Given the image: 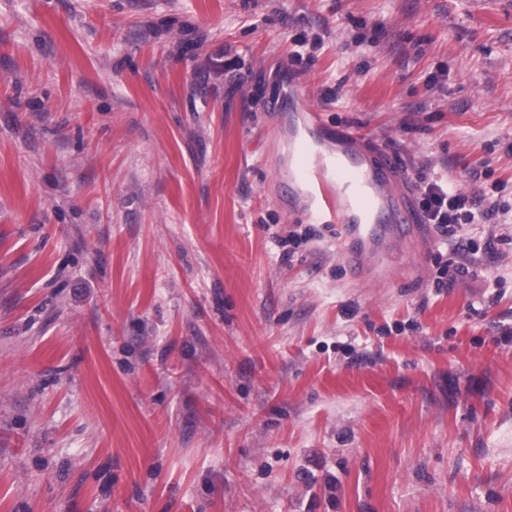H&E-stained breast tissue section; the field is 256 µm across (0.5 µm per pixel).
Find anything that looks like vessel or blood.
I'll return each mask as SVG.
<instances>
[{"label": "vessel or blood", "instance_id": "1", "mask_svg": "<svg viewBox=\"0 0 512 512\" xmlns=\"http://www.w3.org/2000/svg\"><path fill=\"white\" fill-rule=\"evenodd\" d=\"M278 167L306 199L309 220L338 226V256L353 276L392 277V250L420 222L412 194L395 189L403 175L398 154L368 143L357 130L335 131L309 111Z\"/></svg>", "mask_w": 512, "mask_h": 512}]
</instances>
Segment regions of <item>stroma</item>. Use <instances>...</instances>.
<instances>
[{"label": "stroma", "instance_id": "obj_1", "mask_svg": "<svg viewBox=\"0 0 512 512\" xmlns=\"http://www.w3.org/2000/svg\"><path fill=\"white\" fill-rule=\"evenodd\" d=\"M294 85L474 251L355 280ZM0 512H512V0H0ZM419 181L422 218L426 224H434L442 239H459L461 224H473L476 219L490 221L499 213L500 205L497 201H491L490 190L482 189L480 197L473 199L462 192L448 190L447 184L444 186L423 174L419 176ZM467 202H470V208L464 210ZM483 203L486 204L484 208L476 207Z\"/></svg>", "mask_w": 512, "mask_h": 512}]
</instances>
